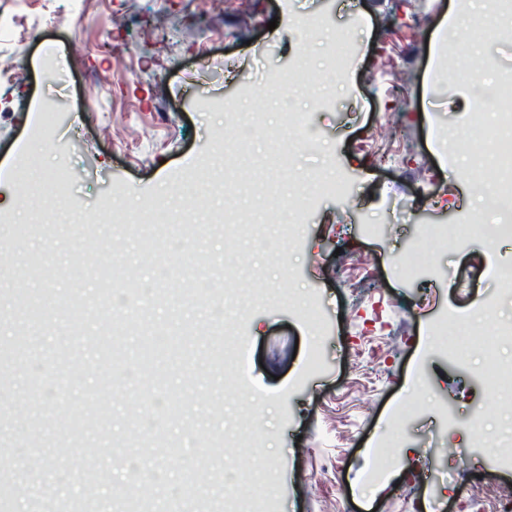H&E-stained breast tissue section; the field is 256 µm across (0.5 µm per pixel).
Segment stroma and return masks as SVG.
<instances>
[{
    "label": "stroma",
    "instance_id": "obj_1",
    "mask_svg": "<svg viewBox=\"0 0 512 512\" xmlns=\"http://www.w3.org/2000/svg\"><path fill=\"white\" fill-rule=\"evenodd\" d=\"M449 4L0 0V187L22 203L0 215V512H482L438 479L452 457L512 485V447L460 445L473 412L493 439L512 419L481 339L512 301L470 318L512 239L455 242L497 217L473 195L478 94L447 79L459 55L512 73V29L439 49ZM339 43L333 106L287 97L318 146L290 147L267 77L318 78ZM325 176L337 193L309 195ZM149 208L165 223H139ZM446 321L458 366L429 351Z\"/></svg>",
    "mask_w": 512,
    "mask_h": 512
}]
</instances>
